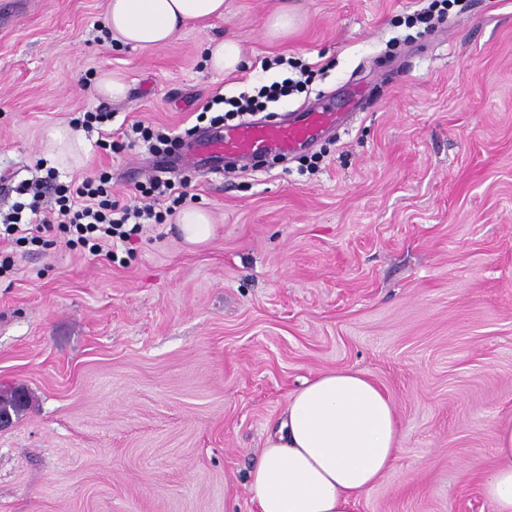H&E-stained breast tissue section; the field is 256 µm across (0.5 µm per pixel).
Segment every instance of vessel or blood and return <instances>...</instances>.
<instances>
[{"mask_svg": "<svg viewBox=\"0 0 512 512\" xmlns=\"http://www.w3.org/2000/svg\"><path fill=\"white\" fill-rule=\"evenodd\" d=\"M340 113L330 110L304 112L289 123H251L195 141L193 151L216 162L231 155L249 162L276 152L283 156L314 140L323 131L340 124Z\"/></svg>", "mask_w": 512, "mask_h": 512, "instance_id": "vessel-or-blood-1", "label": "vessel or blood"}]
</instances>
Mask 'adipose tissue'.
<instances>
[{"instance_id":"1","label":"adipose tissue","mask_w":512,"mask_h":512,"mask_svg":"<svg viewBox=\"0 0 512 512\" xmlns=\"http://www.w3.org/2000/svg\"><path fill=\"white\" fill-rule=\"evenodd\" d=\"M226 0H107L103 27L111 41L142 50L163 47L188 29L223 17ZM204 64L213 74L237 71L235 38H211ZM44 155L80 166L84 141L71 127L48 132ZM400 422L389 397L362 372L329 370L305 380L287 399L249 474L254 512H351L393 466ZM499 465L481 478L494 512H512V424L497 431Z\"/></svg>"}]
</instances>
